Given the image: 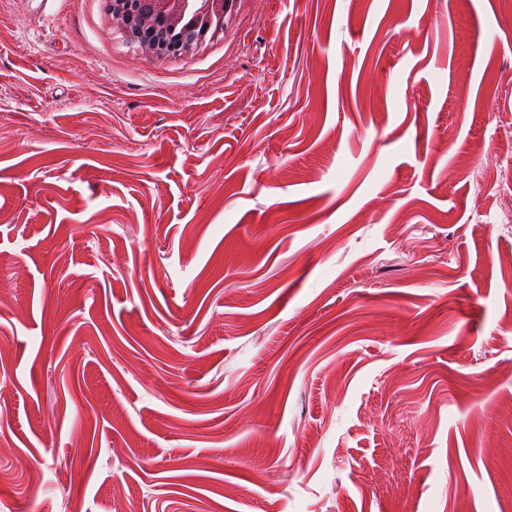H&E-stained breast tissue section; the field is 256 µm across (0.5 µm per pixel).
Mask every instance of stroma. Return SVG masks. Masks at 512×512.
<instances>
[{
	"mask_svg": "<svg viewBox=\"0 0 512 512\" xmlns=\"http://www.w3.org/2000/svg\"><path fill=\"white\" fill-rule=\"evenodd\" d=\"M75 502L512 512V0H0V512ZM104 0L114 26L136 51L154 58L193 53L207 38L224 31L237 0ZM191 16V18H190ZM192 25L193 31L188 27Z\"/></svg>",
	"mask_w": 512,
	"mask_h": 512,
	"instance_id": "35a3bbf8",
	"label": "stroma"
}]
</instances>
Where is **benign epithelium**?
Masks as SVG:
<instances>
[{"label": "benign epithelium", "instance_id": "benign-epithelium-1", "mask_svg": "<svg viewBox=\"0 0 512 512\" xmlns=\"http://www.w3.org/2000/svg\"><path fill=\"white\" fill-rule=\"evenodd\" d=\"M114 26L136 51L154 58L193 53L224 31L226 0H104Z\"/></svg>", "mask_w": 512, "mask_h": 512}]
</instances>
